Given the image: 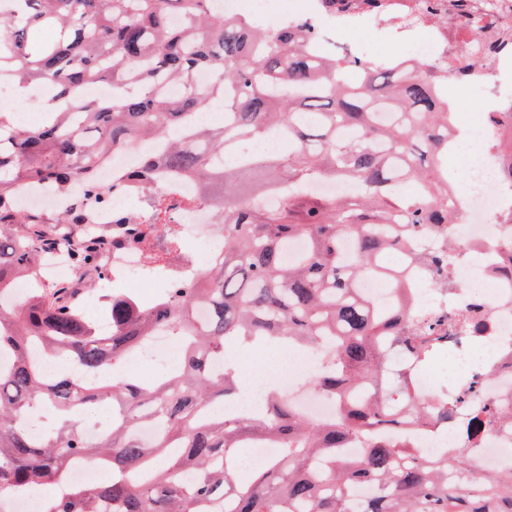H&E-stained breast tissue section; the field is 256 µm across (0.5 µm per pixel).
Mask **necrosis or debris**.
<instances>
[{
  "label": "necrosis or debris",
  "mask_w": 512,
  "mask_h": 512,
  "mask_svg": "<svg viewBox=\"0 0 512 512\" xmlns=\"http://www.w3.org/2000/svg\"><path fill=\"white\" fill-rule=\"evenodd\" d=\"M382 11L363 0H337L329 8L325 0H306L304 8H283L282 0H224V14L246 13L264 26L288 23L310 28L313 50L325 57L345 56L374 67L389 64L360 40L368 31L388 30L393 44L418 36L407 64L427 62L437 84H462L481 91L483 111L469 122L452 125L457 142L452 154L453 220L431 224L417 233L409 250L393 264L402 278L400 287L381 275L360 280V296L382 312L407 306L412 319L434 320L431 342L448 357L450 373L440 382L426 367H413L410 359L396 354L397 366L411 373L418 392L437 395L443 384L466 387L467 393L447 416L433 417L427 427L402 421L396 434L416 442L427 460H437L444 449L464 448L474 415L483 424L473 453L474 465L486 472L512 467V428L503 419L512 411V275L502 270L512 261V51H490L474 56L472 49L482 36L512 41V0H493L491 9L458 10L455 0H440L439 13L427 12L423 0H389ZM149 143L130 140L120 151L106 155L93 170L94 180L107 195L94 213L97 224L111 223L113 216L136 215L149 221L151 212L140 191L130 189L127 174L141 155L151 152ZM152 191L177 204L176 223L184 242L157 256V286L195 279L210 268L216 256L209 249H191L187 243L207 231L214 222L209 204L195 202L193 181L163 178ZM452 257L450 289L435 288V278L419 259L426 254ZM148 250L124 244L112 250L109 275L113 285L133 284L145 275ZM279 393L304 416L318 421L332 419L339 400L319 389L298 388L296 376L314 375L318 362L312 354L284 350L276 366Z\"/></svg>",
  "instance_id": "necrosis-or-debris-1"
}]
</instances>
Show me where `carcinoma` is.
<instances>
[{"label": "carcinoma", "mask_w": 512, "mask_h": 512, "mask_svg": "<svg viewBox=\"0 0 512 512\" xmlns=\"http://www.w3.org/2000/svg\"><path fill=\"white\" fill-rule=\"evenodd\" d=\"M0 12V79L27 88L48 85V118L37 126L0 115V512L17 497L54 486L40 512H354L347 492L373 487L359 512H512V471L478 473L468 455L438 461L394 441L392 405L425 425L460 399L454 390L432 401L410 375L390 367L389 350L417 365L434 356L431 324L406 309L380 314L355 294L356 282L382 271L378 255L403 250L422 224H446L448 91L422 69L384 68L328 59L310 50V32L269 30L247 18H226L210 0H15ZM182 26L170 24L171 14ZM201 69L214 74L201 89ZM177 83L183 93L168 97ZM93 84L109 99L83 102L81 122L59 106ZM220 100L229 120L186 132L188 118ZM280 133L288 151L234 167L224 153L235 137ZM136 137L159 142L161 154L139 159L131 181L148 189L164 173L189 175L199 196L220 213L224 251L207 276L171 285L151 303L109 299L94 321L72 303L76 283H41L44 256L66 253L83 275L108 273L112 247L157 236L171 247L170 207L156 202L149 230L126 215L99 230L90 211L106 196L91 177L96 163ZM419 181L403 197L395 176ZM319 180L360 186L361 196H328L307 187ZM86 182L82 196L53 216L18 207L23 182L60 196ZM277 194L279 203H263ZM306 242L294 262L284 250ZM355 250L347 256L342 241ZM447 283L440 256L421 257ZM32 285L20 301L16 282ZM208 308L195 324V309ZM158 330L180 345L178 365L143 378L122 363ZM292 342L316 351L315 384L339 398L354 386L378 384L374 398L342 405L330 421H312L278 395L259 415L214 413L239 394L231 352ZM224 360L215 373L209 362ZM110 405L120 418L90 437L80 417ZM45 410L41 436L28 418ZM150 420L155 443L137 429ZM365 444L356 457L337 449ZM280 449L266 467L239 476V454L256 442ZM89 463L111 473L105 483L72 482ZM469 479L448 485V470Z\"/></svg>", "instance_id": "cac0c4a2"}]
</instances>
